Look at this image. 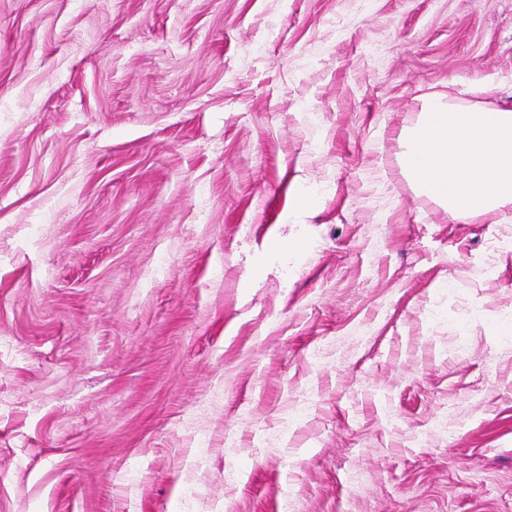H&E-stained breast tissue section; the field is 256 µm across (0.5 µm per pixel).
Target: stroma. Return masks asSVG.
<instances>
[{"label":"stroma","mask_w":512,"mask_h":512,"mask_svg":"<svg viewBox=\"0 0 512 512\" xmlns=\"http://www.w3.org/2000/svg\"><path fill=\"white\" fill-rule=\"evenodd\" d=\"M433 95L512 109V0H0V512H512Z\"/></svg>","instance_id":"1"}]
</instances>
